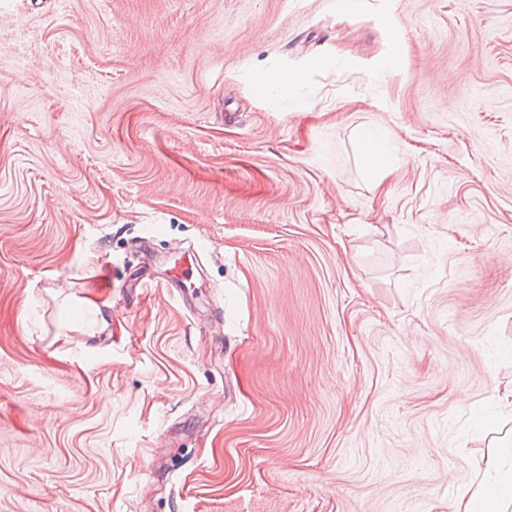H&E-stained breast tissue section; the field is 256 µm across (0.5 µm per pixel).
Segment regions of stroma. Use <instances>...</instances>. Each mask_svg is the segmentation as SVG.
Instances as JSON below:
<instances>
[{
    "label": "stroma",
    "instance_id": "35a3bbf8",
    "mask_svg": "<svg viewBox=\"0 0 512 512\" xmlns=\"http://www.w3.org/2000/svg\"><path fill=\"white\" fill-rule=\"evenodd\" d=\"M334 2L0 0V512H455L512 445V0Z\"/></svg>",
    "mask_w": 512,
    "mask_h": 512
}]
</instances>
